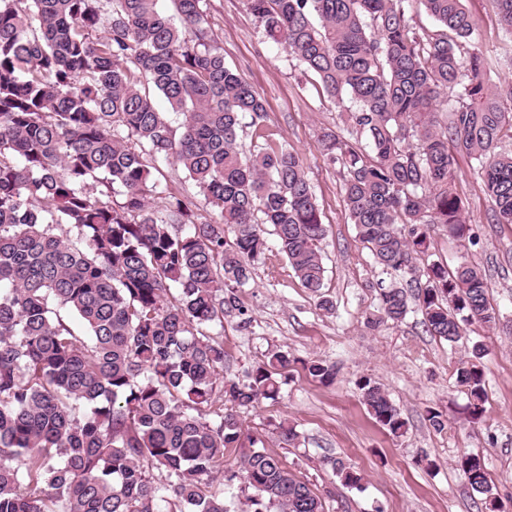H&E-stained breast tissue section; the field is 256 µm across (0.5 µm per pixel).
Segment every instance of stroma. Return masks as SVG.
<instances>
[{"label": "stroma", "mask_w": 512, "mask_h": 512, "mask_svg": "<svg viewBox=\"0 0 512 512\" xmlns=\"http://www.w3.org/2000/svg\"><path fill=\"white\" fill-rule=\"evenodd\" d=\"M465 7L489 51L494 79L512 80V37L502 33L492 0H465ZM208 9L226 63L266 100L267 129L302 158L327 226L321 295L302 287L273 245L255 262L235 307L224 310L225 378L246 380L276 351L291 360L280 399L238 407L240 421L323 498L326 512H486L457 468L467 454L483 458L504 512H512V334L473 324L450 343L427 333L417 310L399 323H376L382 272L346 216L342 172L321 149L324 130L343 129L335 104L283 47L264 38L243 0H208ZM455 175L473 241L460 248L445 226L434 225L432 258L452 265L467 254L486 275L491 304L510 321L512 225L491 223L492 203L466 158L457 159ZM325 298L332 310L321 309ZM473 358L486 383L477 418L455 373ZM314 359L335 365L332 383L306 374L303 361ZM362 377L380 383L399 408L407 422L402 435L371 417L356 385ZM430 407L446 415L443 431L426 420ZM283 419L298 432L295 443L275 430ZM336 459L361 476L360 487L341 483Z\"/></svg>", "instance_id": "stroma-1"}]
</instances>
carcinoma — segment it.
I'll return each mask as SVG.
<instances>
[{
  "label": "carcinoma",
  "instance_id": "1",
  "mask_svg": "<svg viewBox=\"0 0 512 512\" xmlns=\"http://www.w3.org/2000/svg\"><path fill=\"white\" fill-rule=\"evenodd\" d=\"M170 2L177 24L158 0H0V512H229L219 477L251 491L246 512H325L233 410L276 399L288 356L226 381L211 331L270 236L319 292L326 227L302 159L265 132L263 98L226 65L207 0ZM243 2L343 114L321 145L342 169L348 219L382 272L415 289L377 282L376 322H401L412 297L426 331L450 343L469 324L499 327L479 266L421 265L431 225L471 240L457 154L493 223L512 224V151H500L512 82L491 80L464 0ZM495 2L512 35V0ZM163 163L197 195L157 190ZM307 370L336 375L322 361ZM456 380L480 416L482 369L463 362ZM358 389L379 425L405 430L379 383ZM217 393L229 408L213 407ZM333 469L360 484L343 462ZM458 469L499 507L479 456Z\"/></svg>",
  "mask_w": 512,
  "mask_h": 512
}]
</instances>
